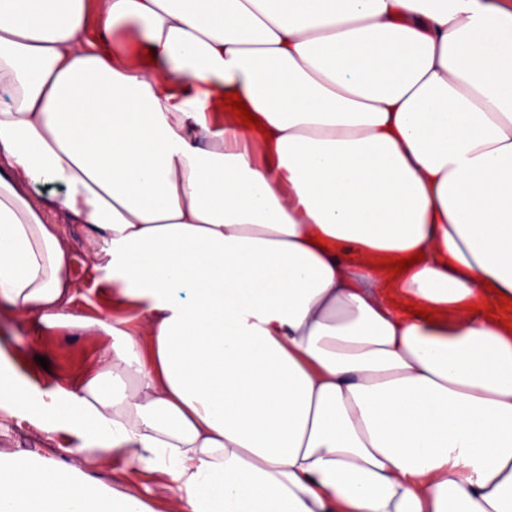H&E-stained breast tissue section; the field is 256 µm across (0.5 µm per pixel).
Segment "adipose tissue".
I'll list each match as a JSON object with an SVG mask.
<instances>
[{
	"mask_svg": "<svg viewBox=\"0 0 512 512\" xmlns=\"http://www.w3.org/2000/svg\"><path fill=\"white\" fill-rule=\"evenodd\" d=\"M56 218L136 329L63 313ZM500 294L512 0H0V311L112 338L75 388L0 375L1 418L179 512H512ZM0 512L144 510L47 465Z\"/></svg>",
	"mask_w": 512,
	"mask_h": 512,
	"instance_id": "adipose-tissue-1",
	"label": "adipose tissue"
}]
</instances>
